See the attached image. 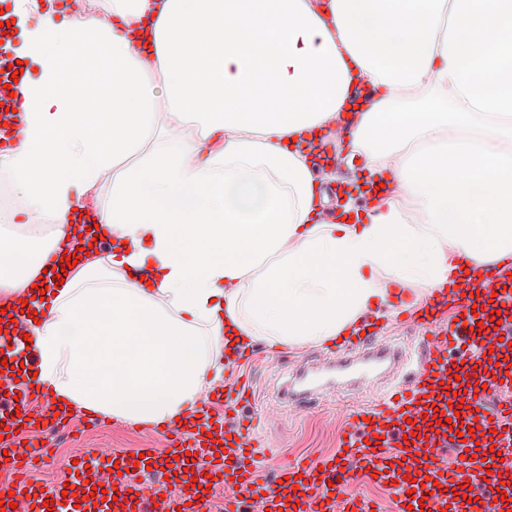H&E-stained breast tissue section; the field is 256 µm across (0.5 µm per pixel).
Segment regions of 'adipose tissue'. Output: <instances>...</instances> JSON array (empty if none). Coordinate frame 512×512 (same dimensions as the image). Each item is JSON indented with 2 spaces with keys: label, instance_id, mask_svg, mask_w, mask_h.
I'll use <instances>...</instances> for the list:
<instances>
[{
  "label": "adipose tissue",
  "instance_id": "adipose-tissue-1",
  "mask_svg": "<svg viewBox=\"0 0 512 512\" xmlns=\"http://www.w3.org/2000/svg\"><path fill=\"white\" fill-rule=\"evenodd\" d=\"M22 115L0 170L32 240L0 241V295L36 385L81 410L172 425L225 351L332 342L390 292L471 284L512 258V0H11ZM373 91L336 134L355 84ZM338 135L392 191L328 209L310 140ZM162 145L102 174L150 138ZM87 211L112 252L52 298L47 254Z\"/></svg>",
  "mask_w": 512,
  "mask_h": 512
}]
</instances>
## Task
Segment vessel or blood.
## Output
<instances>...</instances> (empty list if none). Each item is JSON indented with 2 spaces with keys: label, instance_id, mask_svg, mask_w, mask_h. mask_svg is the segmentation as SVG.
Returning a JSON list of instances; mask_svg holds the SVG:
<instances>
[{
  "label": "vessel or blood",
  "instance_id": "obj_1",
  "mask_svg": "<svg viewBox=\"0 0 512 512\" xmlns=\"http://www.w3.org/2000/svg\"><path fill=\"white\" fill-rule=\"evenodd\" d=\"M454 315L446 326L438 321L446 308ZM500 312L492 322V312ZM422 332L424 360L410 385H395L369 408H353L341 432L342 450L335 458L296 460L275 468L274 483H261L256 471L271 457L253 445L252 421L215 415L201 404L190 427L160 430L162 448L141 460L121 457L103 460V468L119 465L123 475L105 481V490H118V499L95 504L81 502L77 512H197L199 489L220 490L224 512H240L251 499L254 512H373V500L342 496L346 484L358 479L389 483L398 495L397 512H512V402L491 403L500 388L512 387V280L494 273L478 294L461 289L436 290L411 318ZM450 418L447 428H435V410ZM45 422L48 430L62 428L61 419L10 417L0 411L6 444L0 471L15 479V494L27 488L18 471L26 459L40 455V447L22 445L21 429ZM480 426L493 431V441L477 444L474 435L457 434V427ZM456 456H444L445 448ZM221 449L213 457V449ZM476 456H469V449ZM500 458H493V451ZM186 458L185 470L168 485L131 481L133 466H155L158 456ZM481 482L475 501L456 498V488L471 474Z\"/></svg>",
  "mask_w": 512,
  "mask_h": 512
}]
</instances>
